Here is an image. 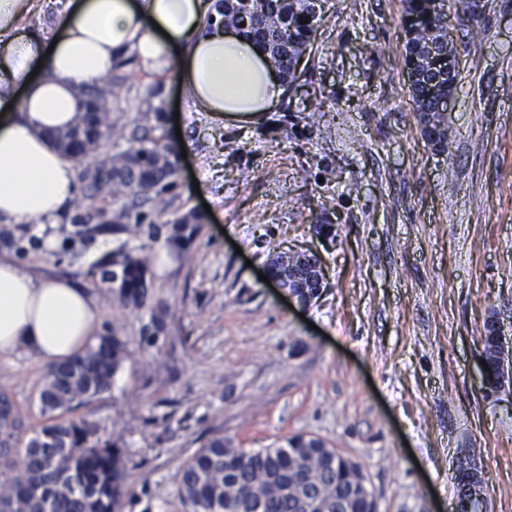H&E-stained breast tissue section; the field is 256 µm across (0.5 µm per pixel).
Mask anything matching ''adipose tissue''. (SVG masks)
I'll return each instance as SVG.
<instances>
[{
    "mask_svg": "<svg viewBox=\"0 0 512 512\" xmlns=\"http://www.w3.org/2000/svg\"><path fill=\"white\" fill-rule=\"evenodd\" d=\"M216 0H66L50 30L24 27L36 0H0V223H56L76 195L73 159L47 133L80 118L82 89L119 60L172 74L198 111L256 121L284 93L251 39L209 29ZM92 297L0 253V358L52 364L96 340Z\"/></svg>",
    "mask_w": 512,
    "mask_h": 512,
    "instance_id": "1",
    "label": "adipose tissue"
}]
</instances>
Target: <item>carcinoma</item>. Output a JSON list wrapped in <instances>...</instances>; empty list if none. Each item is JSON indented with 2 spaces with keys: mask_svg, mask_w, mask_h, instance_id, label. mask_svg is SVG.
I'll return each mask as SVG.
<instances>
[{
  "mask_svg": "<svg viewBox=\"0 0 512 512\" xmlns=\"http://www.w3.org/2000/svg\"><path fill=\"white\" fill-rule=\"evenodd\" d=\"M220 23L259 43L288 88L301 77L299 65L313 47L324 14V0H218ZM446 0H404L406 34L403 66L421 136L427 125L437 128V150L449 148L448 117L439 114L440 100L456 89L458 58L448 47ZM161 88L148 90L146 113L154 123L123 127L126 147L103 165L79 174L82 198L74 221L87 224L90 235L125 232L138 236L141 225L167 208L165 194L177 184L180 147L164 131L162 105L154 104ZM92 134L81 125L55 135L62 148L82 138L92 153L114 129L107 110L86 113ZM127 201L105 217L108 202ZM172 225L166 245L179 253L198 231L202 217L194 211L167 220ZM152 250L119 249L100 257L93 268L100 284L117 291L133 310L147 307V273ZM149 308V307H147ZM154 332L163 313L149 308ZM126 343L114 331L98 336L82 354L46 366L39 405L46 421L18 447L22 422L13 402L0 394V512H119L125 495L120 456L102 443L97 424L68 414L107 391L127 361ZM359 465L319 438L301 435L278 448L244 450L216 437L181 467L177 497L191 512H326L339 498H351L353 512H364L368 489L354 484Z\"/></svg>",
  "mask_w": 512,
  "mask_h": 512,
  "instance_id": "carcinoma-1",
  "label": "carcinoma"
}]
</instances>
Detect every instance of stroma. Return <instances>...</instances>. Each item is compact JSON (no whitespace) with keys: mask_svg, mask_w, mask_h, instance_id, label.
<instances>
[{"mask_svg":"<svg viewBox=\"0 0 512 512\" xmlns=\"http://www.w3.org/2000/svg\"><path fill=\"white\" fill-rule=\"evenodd\" d=\"M448 0L459 63L448 152L422 138L402 52L403 0H329L290 111L243 124L196 111L172 76L129 64L113 115L142 118L159 83L181 135L168 215L205 212L198 235L149 269L167 326L99 287L91 265L132 243L84 239L66 204L46 250L15 225L18 260L96 300L129 358L77 408L126 468L122 512H190L182 465L216 436L240 448L318 437L360 464L378 512H454L455 460L474 451L487 512H512V392L487 393L480 332L512 342V0ZM311 249L327 287L309 307L263 282L270 245ZM45 364L0 359L25 428L43 417Z\"/></svg>","mask_w":512,"mask_h":512,"instance_id":"1","label":"stroma"}]
</instances>
